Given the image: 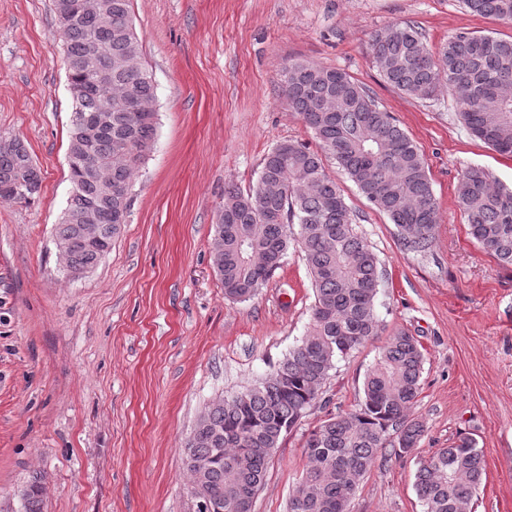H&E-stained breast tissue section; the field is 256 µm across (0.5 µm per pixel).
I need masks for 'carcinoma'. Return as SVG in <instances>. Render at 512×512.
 <instances>
[{"label":"carcinoma","instance_id":"carcinoma-1","mask_svg":"<svg viewBox=\"0 0 512 512\" xmlns=\"http://www.w3.org/2000/svg\"><path fill=\"white\" fill-rule=\"evenodd\" d=\"M471 13L512 24V0H461ZM108 15L72 16L63 36L73 110L68 166L72 191L55 227L67 274L94 269L124 228L110 219L130 211L134 176L151 152L156 133L155 85L142 61L131 0H108ZM372 62L401 93L420 99L448 83L467 129L501 155L512 156V37L458 31L433 54L413 23L378 30ZM112 81L96 78L113 61ZM140 112H112L111 123L93 142L82 135L85 120L106 111V99L128 92ZM282 93L313 132L319 149L287 141L263 158L257 184L248 191L224 189L211 256L224 297L247 301L281 267L290 245L306 264L314 293L311 320L301 342L258 383L213 400L196 420L183 448L190 490L207 499L211 512H253L267 468L281 437L314 406L335 366L380 330L375 302L382 271L356 229L357 215L327 171L332 159L359 192L395 224L410 251L425 255L440 223L428 166L418 146L380 107L374 95L347 72L310 62L282 69ZM107 164L112 193L91 174ZM41 176L18 138L0 147V202L27 203L40 192ZM457 202L472 238L488 254L512 265V189L496 185L482 167L459 181ZM100 219L89 229L86 214ZM298 232H292L293 225ZM424 354L404 330L386 339L363 382L364 400L352 412L326 419L306 438L307 459L292 490L288 512H350L360 482L386 447L401 457L416 448L425 426L409 418L420 389ZM204 461L207 466L197 467ZM485 467L476 441L462 437L423 461L416 491L424 512H472ZM26 512H41L43 490L36 478L25 488Z\"/></svg>","mask_w":512,"mask_h":512}]
</instances>
